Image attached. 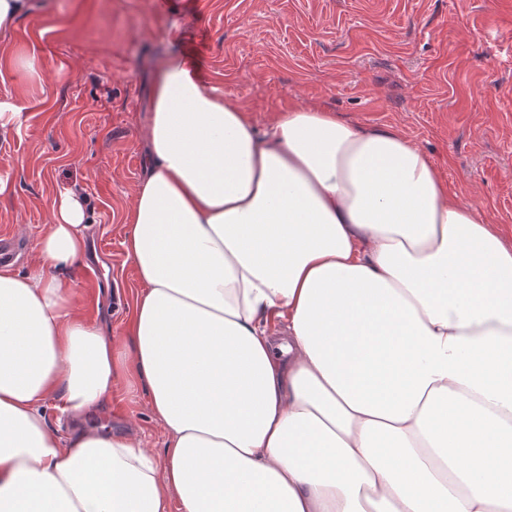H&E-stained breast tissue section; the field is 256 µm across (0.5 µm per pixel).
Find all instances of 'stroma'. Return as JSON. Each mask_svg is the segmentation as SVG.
<instances>
[{"label":"stroma","instance_id":"35a3bbf8","mask_svg":"<svg viewBox=\"0 0 512 512\" xmlns=\"http://www.w3.org/2000/svg\"><path fill=\"white\" fill-rule=\"evenodd\" d=\"M31 53L42 61L34 80L14 70ZM172 53L197 60L258 129L315 103L402 131L512 243V0H32L0 40V100L25 106L0 139V237L25 241L11 262L25 273L52 204L78 189L102 278L78 267L74 298L113 335L138 291L127 215L149 167L151 78ZM128 418L146 447L162 449L145 392L117 387L91 421Z\"/></svg>","mask_w":512,"mask_h":512}]
</instances>
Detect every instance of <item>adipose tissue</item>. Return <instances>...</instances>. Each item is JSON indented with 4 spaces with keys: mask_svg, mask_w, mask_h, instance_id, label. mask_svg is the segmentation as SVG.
I'll return each mask as SVG.
<instances>
[{
    "mask_svg": "<svg viewBox=\"0 0 512 512\" xmlns=\"http://www.w3.org/2000/svg\"><path fill=\"white\" fill-rule=\"evenodd\" d=\"M145 138L125 335L74 302L78 193L0 267V512H512L499 225L401 131L307 104L257 130L180 55ZM121 382L162 452L86 426Z\"/></svg>",
    "mask_w": 512,
    "mask_h": 512,
    "instance_id": "adipose-tissue-1",
    "label": "adipose tissue"
}]
</instances>
